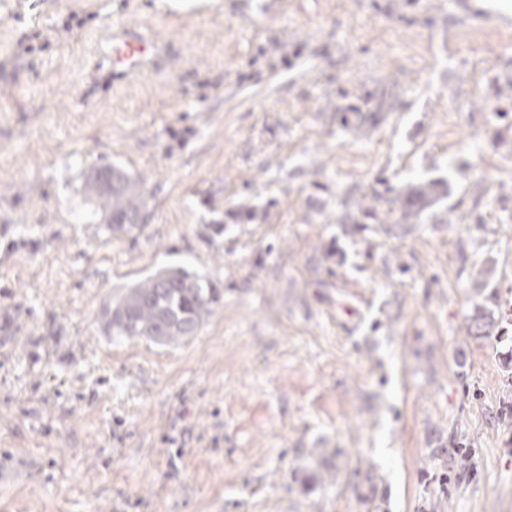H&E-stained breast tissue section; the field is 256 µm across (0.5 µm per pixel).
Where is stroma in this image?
<instances>
[{
  "instance_id": "obj_1",
  "label": "stroma",
  "mask_w": 512,
  "mask_h": 512,
  "mask_svg": "<svg viewBox=\"0 0 512 512\" xmlns=\"http://www.w3.org/2000/svg\"><path fill=\"white\" fill-rule=\"evenodd\" d=\"M257 2L0 0V512H512V374L468 330L480 270L512 300V27ZM124 18L186 46L176 78L84 101ZM112 165L146 203L117 237L86 187ZM435 179L409 233L339 222ZM167 266L224 292L198 335L105 336Z\"/></svg>"
}]
</instances>
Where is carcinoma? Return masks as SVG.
Segmentation results:
<instances>
[{"label": "carcinoma", "mask_w": 512, "mask_h": 512, "mask_svg": "<svg viewBox=\"0 0 512 512\" xmlns=\"http://www.w3.org/2000/svg\"><path fill=\"white\" fill-rule=\"evenodd\" d=\"M444 183L429 182L402 189L396 224H409L418 211L408 205L411 198L439 196ZM90 191L99 201L102 217L112 231L129 233L141 227L142 198L138 184L122 170L104 168L93 174ZM223 300L222 289L184 267H166L137 283L109 295L100 310V324L107 336L118 340L147 339L158 345L173 346L187 342L198 334L210 315ZM508 317L500 305L499 292L485 294L477 289L469 333L476 337L504 339L503 322Z\"/></svg>", "instance_id": "carcinoma-1"}]
</instances>
